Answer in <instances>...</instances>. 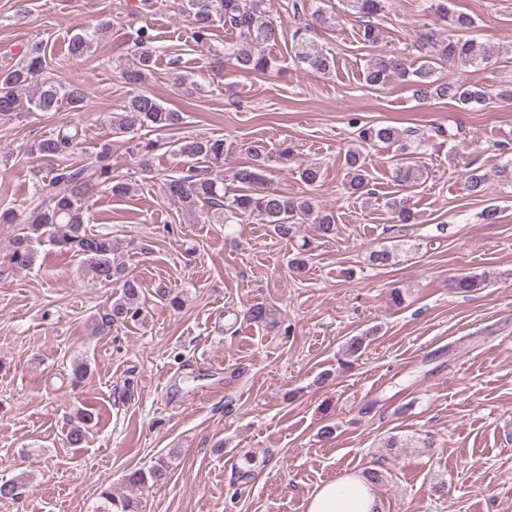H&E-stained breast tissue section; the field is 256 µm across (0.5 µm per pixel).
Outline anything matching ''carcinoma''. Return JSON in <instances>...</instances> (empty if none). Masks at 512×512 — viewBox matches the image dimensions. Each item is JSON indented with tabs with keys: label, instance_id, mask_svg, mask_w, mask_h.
I'll return each instance as SVG.
<instances>
[{
	"label": "carcinoma",
	"instance_id": "cac0c4a2",
	"mask_svg": "<svg viewBox=\"0 0 512 512\" xmlns=\"http://www.w3.org/2000/svg\"><path fill=\"white\" fill-rule=\"evenodd\" d=\"M267 0H181L180 11L187 14L195 42L209 53L231 61L241 74H264L271 69V60L262 47L280 40L281 29L269 17ZM449 0H425L423 13L431 12L445 21L448 30L433 23L417 25L416 39L411 51L387 50L381 46L382 38L377 19L383 0H344L349 12L362 23L363 43L376 49L364 71V81L370 87H382L393 80L410 83L414 95L422 100L448 99L469 109L482 105L488 99L483 87L464 78L440 82L434 79V65L450 64L464 71L490 64L491 50L482 42L466 35L474 24L466 13L449 8ZM313 22L300 23L292 35L290 54L294 59L316 73H327L333 65L329 53L319 48L312 33L315 25H325L328 17L321 7L312 13ZM221 24L235 30L238 38L219 48L210 42L212 30ZM112 34V20L102 19L92 29L75 35L69 53L81 58L94 52L99 42ZM154 37L145 27L132 39L127 54L118 57L113 65L124 81L133 87V93L121 107L105 116L112 136L135 142V149L145 155L168 146L181 166V173L166 180L164 191L168 198L189 209L199 210V218L208 224H241L254 218L273 227L283 239H291L299 225L309 221L323 239L336 235L334 211L317 204L311 198H290L267 186L265 159L254 151L255 163L237 168L232 180L236 192L224 190V157L236 149L233 141L224 137L177 134L185 124L183 112L168 108L149 90L146 84L155 71L156 50ZM87 91L79 84H65L47 75L46 49L40 42L29 44L21 58L13 65L0 68V116L22 118L33 112H81L86 107ZM351 123L359 125V119ZM147 127L171 139L143 141L138 130ZM87 130L79 125L59 127L37 147V156L51 162L48 175L34 184L33 207L27 213L22 233L10 245L7 258L16 269L31 268L37 257L35 245L43 237L62 253L72 252L92 279L100 284L118 285L120 296L112 301L105 322L111 324L138 323L144 320L141 306V283L128 267L114 260L122 243L102 233L87 229L90 194L100 188L116 196L126 195L131 186L112 170L111 144L104 143L96 154L81 165L68 162L78 146L86 140ZM360 143H383L395 148L399 164L395 169L396 181L413 187L428 177V168L421 160V140L404 135L389 125H359ZM347 193L373 194L361 153H346ZM502 184H512V161L495 168L493 172L479 167L469 171L465 190L473 198L486 194L491 177ZM399 224H412L416 214L402 199L388 203ZM485 286V277L477 273L464 274L450 283L448 288L457 293H469ZM368 335L351 336L342 345L344 362L358 358L366 347ZM80 424L67 435L68 443L82 444L86 429L94 415L88 410L79 412ZM170 474L169 462L158 459L148 471L132 472L128 480L139 486L165 482ZM101 504L96 512H136L134 502L127 497H116L112 490H100Z\"/></svg>",
	"mask_w": 512,
	"mask_h": 512
}]
</instances>
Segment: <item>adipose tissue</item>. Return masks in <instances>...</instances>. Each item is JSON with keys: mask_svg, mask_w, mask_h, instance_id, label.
<instances>
[{"mask_svg": "<svg viewBox=\"0 0 512 512\" xmlns=\"http://www.w3.org/2000/svg\"><path fill=\"white\" fill-rule=\"evenodd\" d=\"M307 512H381L375 486L361 475H345L317 489Z\"/></svg>", "mask_w": 512, "mask_h": 512, "instance_id": "ef3b65f1", "label": "adipose tissue"}]
</instances>
